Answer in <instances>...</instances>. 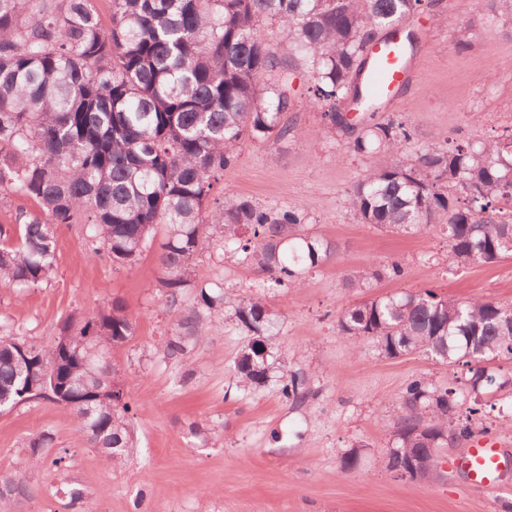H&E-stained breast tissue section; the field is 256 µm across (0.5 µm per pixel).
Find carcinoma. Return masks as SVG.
Wrapping results in <instances>:
<instances>
[{
  "label": "carcinoma",
  "mask_w": 512,
  "mask_h": 512,
  "mask_svg": "<svg viewBox=\"0 0 512 512\" xmlns=\"http://www.w3.org/2000/svg\"><path fill=\"white\" fill-rule=\"evenodd\" d=\"M425 0H0V191L32 199L35 213L14 217L19 236L0 225V282L36 288L51 276L56 233L82 224L85 246L114 266L133 265L157 232L159 280L177 301L195 280L194 257L207 231L220 226L224 243L254 261L276 283L297 288L305 274L336 255L335 243L302 232L295 208L270 211L226 196L210 207L214 184L248 140L288 135L281 116L293 104L288 62L257 33L262 18L312 66L310 100L327 107L333 130L352 125L337 104L375 112L361 80L378 30L418 12ZM492 17L512 24V0H479ZM280 74L270 86L266 77ZM413 131L391 119L362 131L356 153L398 156ZM512 133L481 143L460 139L427 147L368 170L349 196L355 218L385 232L444 228L448 265L494 263L512 256ZM397 261L346 275L351 290L397 279ZM250 340L236 361L242 387L268 380L276 319L260 296L235 309ZM134 317L119 301L70 316L48 347L0 336V410L49 398L71 407L86 444L119 466L133 445L130 411L111 350L133 335ZM338 326L386 358L423 353L467 368L468 393L412 379L394 407L395 442L388 468L409 481L429 477L437 449L472 436L458 416L485 413L487 394L512 388V306L483 298L455 301L431 290L402 291L353 304ZM191 319L163 342L170 359L190 351ZM281 393L295 404L309 395L307 378L290 371ZM30 473L3 481L23 495ZM76 512H97L79 489Z\"/></svg>",
  "instance_id": "cac0c4a2"
}]
</instances>
